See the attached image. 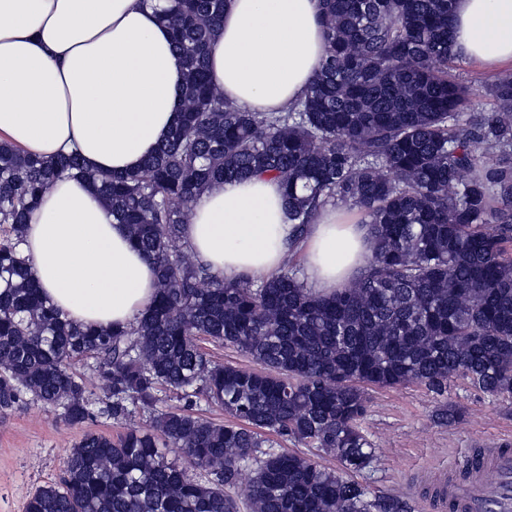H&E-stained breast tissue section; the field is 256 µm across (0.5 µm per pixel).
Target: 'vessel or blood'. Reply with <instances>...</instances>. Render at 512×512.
<instances>
[{"instance_id": "b4317fda", "label": "vessel or blood", "mask_w": 512, "mask_h": 512, "mask_svg": "<svg viewBox=\"0 0 512 512\" xmlns=\"http://www.w3.org/2000/svg\"><path fill=\"white\" fill-rule=\"evenodd\" d=\"M451 478L421 482L432 512H512V448L467 457Z\"/></svg>"}]
</instances>
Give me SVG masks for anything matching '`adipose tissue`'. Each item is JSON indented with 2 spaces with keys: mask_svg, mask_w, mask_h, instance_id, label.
Returning <instances> with one entry per match:
<instances>
[{
  "mask_svg": "<svg viewBox=\"0 0 512 512\" xmlns=\"http://www.w3.org/2000/svg\"><path fill=\"white\" fill-rule=\"evenodd\" d=\"M154 0H0V142L54 157L78 152L94 172L142 166L180 111L185 64ZM455 53L488 69L512 65V0H455ZM327 48L318 0H227L209 77L249 112H281L305 92ZM183 241L227 281L279 272L294 238L280 182L254 176L195 197ZM369 227L324 208L300 243L304 282L344 288L371 253ZM41 293L63 317L130 327L151 305L157 266L117 223L91 182L61 177L24 229Z\"/></svg>",
  "mask_w": 512,
  "mask_h": 512,
  "instance_id": "obj_1",
  "label": "adipose tissue"
}]
</instances>
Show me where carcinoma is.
<instances>
[{
	"label": "carcinoma",
	"instance_id": "cac0c4a2",
	"mask_svg": "<svg viewBox=\"0 0 512 512\" xmlns=\"http://www.w3.org/2000/svg\"><path fill=\"white\" fill-rule=\"evenodd\" d=\"M186 64L180 118L143 166L88 171L79 154L44 160L0 145V412L24 400L69 425L95 400L70 369L92 359L102 413L125 428L87 433L26 512H402L350 473L376 451L360 420L364 387L420 382L436 395L462 378L512 396V77L488 87L490 112H467L453 73V0H321L326 58L284 112H247L208 81L226 0H167ZM91 181L158 267V292L125 330L82 326L40 294L19 252L44 189ZM281 180L297 233L344 203L372 236L367 265L322 297L298 277L297 244L266 281L219 280L182 239L193 199L219 181ZM262 366L212 359L197 337ZM172 392L183 405L142 428L136 417ZM232 417L216 422L200 403ZM336 456L332 471L278 452L265 434Z\"/></svg>",
	"mask_w": 512,
	"mask_h": 512
}]
</instances>
